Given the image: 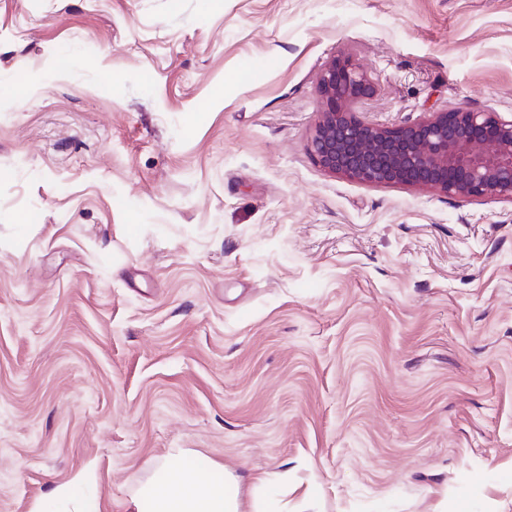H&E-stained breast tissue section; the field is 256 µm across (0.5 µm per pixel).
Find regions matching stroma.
Returning a JSON list of instances; mask_svg holds the SVG:
<instances>
[{"label":"stroma","mask_w":512,"mask_h":512,"mask_svg":"<svg viewBox=\"0 0 512 512\" xmlns=\"http://www.w3.org/2000/svg\"><path fill=\"white\" fill-rule=\"evenodd\" d=\"M342 50L372 123L512 113V0H0V512L185 454L242 512H512V202L321 170Z\"/></svg>","instance_id":"1"}]
</instances>
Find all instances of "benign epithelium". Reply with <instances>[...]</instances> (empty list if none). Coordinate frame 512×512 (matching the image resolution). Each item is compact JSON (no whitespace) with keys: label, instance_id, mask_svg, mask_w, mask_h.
Here are the masks:
<instances>
[{"label":"benign epithelium","instance_id":"benign-epithelium-1","mask_svg":"<svg viewBox=\"0 0 512 512\" xmlns=\"http://www.w3.org/2000/svg\"><path fill=\"white\" fill-rule=\"evenodd\" d=\"M318 91L309 151L323 171L371 187L512 201V115L456 107L399 127L369 123L360 112L375 83L345 52L324 66Z\"/></svg>","mask_w":512,"mask_h":512}]
</instances>
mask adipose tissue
<instances>
[{"instance_id": "adipose-tissue-1", "label": "adipose tissue", "mask_w": 512, "mask_h": 512, "mask_svg": "<svg viewBox=\"0 0 512 512\" xmlns=\"http://www.w3.org/2000/svg\"><path fill=\"white\" fill-rule=\"evenodd\" d=\"M215 467L196 457L166 465L162 481L139 497L136 512H241L238 480L215 479Z\"/></svg>"}]
</instances>
